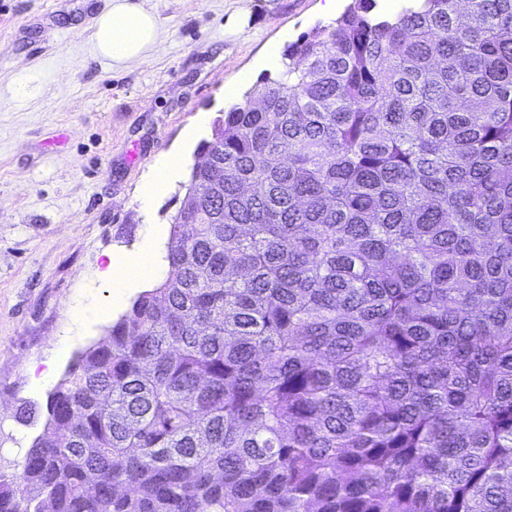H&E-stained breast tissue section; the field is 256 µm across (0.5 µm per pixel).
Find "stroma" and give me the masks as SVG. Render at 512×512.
Instances as JSON below:
<instances>
[{
	"label": "stroma",
	"instance_id": "stroma-1",
	"mask_svg": "<svg viewBox=\"0 0 512 512\" xmlns=\"http://www.w3.org/2000/svg\"><path fill=\"white\" fill-rule=\"evenodd\" d=\"M109 0H0V473L19 471L46 419L48 395L153 281L129 285L107 317L110 256L165 251L170 217L197 148L252 85L279 72L287 48L333 25L324 0H138L160 44L117 66L95 46ZM246 13L238 34L229 14ZM237 84L234 97L226 84ZM170 153L182 167L150 205L139 194ZM51 369L42 388L33 369Z\"/></svg>",
	"mask_w": 512,
	"mask_h": 512
}]
</instances>
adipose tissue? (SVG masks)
<instances>
[{
    "mask_svg": "<svg viewBox=\"0 0 512 512\" xmlns=\"http://www.w3.org/2000/svg\"><path fill=\"white\" fill-rule=\"evenodd\" d=\"M159 33L157 15L137 0H111L110 6L95 20L96 48L116 65L141 59L157 44ZM156 271L153 256L141 251L110 257L104 275L117 291L127 281L150 277Z\"/></svg>",
    "mask_w": 512,
    "mask_h": 512,
    "instance_id": "ef3b65f1",
    "label": "adipose tissue"
}]
</instances>
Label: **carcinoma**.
Masks as SVG:
<instances>
[{
    "label": "carcinoma",
    "instance_id": "carcinoma-1",
    "mask_svg": "<svg viewBox=\"0 0 512 512\" xmlns=\"http://www.w3.org/2000/svg\"><path fill=\"white\" fill-rule=\"evenodd\" d=\"M374 7L224 113L0 512H512V0Z\"/></svg>",
    "mask_w": 512,
    "mask_h": 512
}]
</instances>
